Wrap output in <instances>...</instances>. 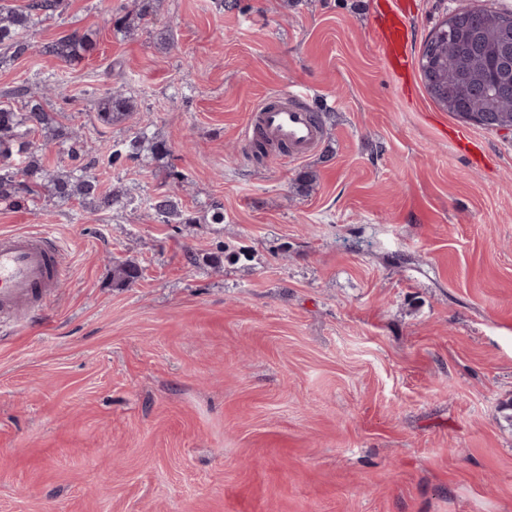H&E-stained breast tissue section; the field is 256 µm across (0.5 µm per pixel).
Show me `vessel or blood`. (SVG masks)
Segmentation results:
<instances>
[{
    "label": "vessel or blood",
    "instance_id": "1",
    "mask_svg": "<svg viewBox=\"0 0 512 512\" xmlns=\"http://www.w3.org/2000/svg\"><path fill=\"white\" fill-rule=\"evenodd\" d=\"M375 34L388 67L404 66L401 26L380 24ZM309 98L293 88L265 97L249 115L245 140L260 131L287 145L289 159L310 156L323 131L304 106ZM65 265L64 249L51 231L0 233V319L32 313L53 294Z\"/></svg>",
    "mask_w": 512,
    "mask_h": 512
}]
</instances>
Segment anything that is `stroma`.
<instances>
[{
    "mask_svg": "<svg viewBox=\"0 0 512 512\" xmlns=\"http://www.w3.org/2000/svg\"><path fill=\"white\" fill-rule=\"evenodd\" d=\"M371 2L155 0L129 35L112 15L134 0H64L31 38L89 32L92 57L0 63V104L26 86L128 194L90 220L0 203V232L47 226L68 254L51 302L0 324V512H512V136L419 70L473 0H413L401 80ZM288 87L324 140L256 162L243 127ZM111 90L135 108L107 127ZM139 131L169 154L105 165ZM161 192L200 223L159 222ZM122 262L142 278L116 283Z\"/></svg>",
    "mask_w": 512,
    "mask_h": 512,
    "instance_id": "1",
    "label": "stroma"
}]
</instances>
